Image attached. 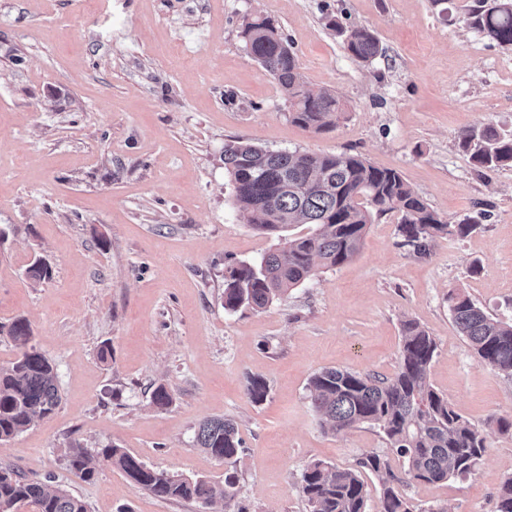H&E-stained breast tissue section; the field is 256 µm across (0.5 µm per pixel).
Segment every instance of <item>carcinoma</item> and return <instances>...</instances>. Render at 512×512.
Wrapping results in <instances>:
<instances>
[{
    "instance_id": "cac0c4a2",
    "label": "carcinoma",
    "mask_w": 512,
    "mask_h": 512,
    "mask_svg": "<svg viewBox=\"0 0 512 512\" xmlns=\"http://www.w3.org/2000/svg\"><path fill=\"white\" fill-rule=\"evenodd\" d=\"M465 20L489 41L512 45V0H471ZM340 32L345 35L346 49L358 61L370 63L383 54L379 40L368 29L350 27ZM242 38L249 56L281 87L295 125L314 133L336 127L343 112L339 99L329 89L314 90L300 81L296 55L271 17H246ZM459 147L481 171L512 167V132L490 125L469 130ZM224 168L234 185L237 204L257 230L280 233L295 224L315 226L305 236L286 238L284 246L264 256L260 264L231 268L224 281V308L230 311L265 309L311 278L317 267L338 268L351 261L360 251L374 211L400 215L399 245L420 258L430 255L438 235L465 238L480 228L474 217L459 222L442 219L399 171L377 167L359 155L272 151L230 140L224 144ZM26 273L40 282L50 277L51 269L38 259ZM448 301L458 332L479 360L512 375V325L493 318L466 295L451 293ZM8 333L19 356L0 366V443L49 416L61 401L56 365L33 344L26 319L12 322ZM436 350L437 343L427 330L406 321L394 376L324 368L310 378V403L324 428L342 432L359 424L374 426L406 462L402 477L392 471L388 459L377 454L363 458L354 469L323 461L310 463L301 484L310 512H366V471L381 480L380 512H413L399 487L462 476L476 466L485 452L486 438L430 383L429 366ZM246 392L253 402L261 403L268 385L261 377L249 376ZM172 402L166 386L153 389L155 407L164 409ZM195 443L224 462L223 480L176 477L114 443L97 449L94 457L75 446L68 467L90 480L98 462L121 471L134 488L159 499L195 500L220 504L224 512H244L237 501L236 463L243 452L237 425L230 419L206 421ZM23 506L32 507L33 512H87L85 502L53 485L52 477L30 479L0 466V512H18ZM495 512H512V478L499 489Z\"/></svg>"
}]
</instances>
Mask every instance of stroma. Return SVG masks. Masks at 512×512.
Wrapping results in <instances>:
<instances>
[{
  "mask_svg": "<svg viewBox=\"0 0 512 512\" xmlns=\"http://www.w3.org/2000/svg\"><path fill=\"white\" fill-rule=\"evenodd\" d=\"M0 0V365L18 318L56 364L62 401L6 444L0 464L80 497L88 512H215L164 501L102 466L86 481L76 445L114 443L183 477L224 476L197 448L208 419L233 420L247 512H309L300 486L322 460L371 454L404 468L366 424L330 432L308 382L336 367L390 377L404 321L437 342L429 380L486 436L474 470L403 493L414 512H493L512 477V376L482 364L458 334L449 292L512 323V167L478 172L459 146L486 125L512 131V46L468 28V0ZM275 19L306 85L332 90L335 129L294 125L277 82L247 53L244 16ZM369 29L385 48L354 59L338 27ZM238 138L270 150L359 154L398 170L441 217L480 216L466 238L419 258L394 213L374 215L358 255L263 310L224 308V277L283 244L240 211L224 168ZM51 267L35 283L34 258ZM112 355L100 360L102 345ZM259 376L262 403L246 393ZM165 385L174 400L156 409Z\"/></svg>",
  "mask_w": 512,
  "mask_h": 512,
  "instance_id": "35a3bbf8",
  "label": "stroma"
}]
</instances>
